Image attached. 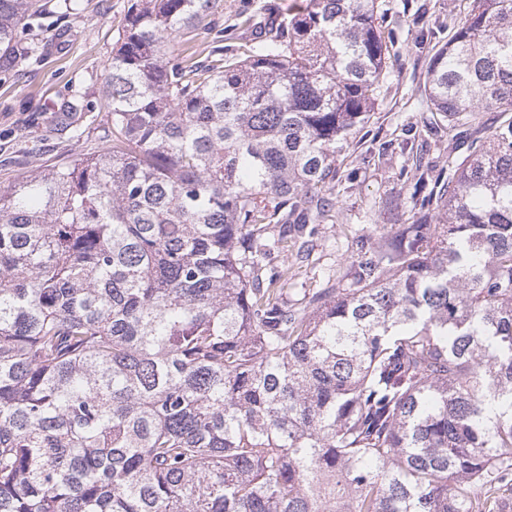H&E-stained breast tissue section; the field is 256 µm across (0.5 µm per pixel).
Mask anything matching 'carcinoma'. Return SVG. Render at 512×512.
I'll return each instance as SVG.
<instances>
[{"label": "carcinoma", "mask_w": 512, "mask_h": 512, "mask_svg": "<svg viewBox=\"0 0 512 512\" xmlns=\"http://www.w3.org/2000/svg\"><path fill=\"white\" fill-rule=\"evenodd\" d=\"M40 0H0V73ZM224 0H130L112 144L0 188V512H500L512 476V119L288 299L391 59L378 0L224 45ZM189 31L208 59L175 56ZM448 130L512 112V0L431 58Z\"/></svg>", "instance_id": "1"}]
</instances>
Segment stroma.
<instances>
[{"instance_id": "35a3bbf8", "label": "stroma", "mask_w": 512, "mask_h": 512, "mask_svg": "<svg viewBox=\"0 0 512 512\" xmlns=\"http://www.w3.org/2000/svg\"><path fill=\"white\" fill-rule=\"evenodd\" d=\"M300 2L224 0L218 18L240 45L252 35L238 28L239 12L263 18ZM127 6L128 0H77V13L67 15L63 0H49L45 14L33 20L39 50L10 73H0V187L109 146L103 85ZM380 6L402 20L394 33L401 66L386 75L371 119L344 161L354 173L352 185L337 186L336 205L309 242L307 256L288 258L294 266L288 284L292 300L325 287L346 265L354 235L371 236L377 225L394 222L395 205L411 192L402 172L411 167L413 153L433 172L447 171L500 120L499 113L481 112L458 127L452 140L426 102L429 59L452 34L449 15L466 12L471 0H380Z\"/></svg>"}]
</instances>
